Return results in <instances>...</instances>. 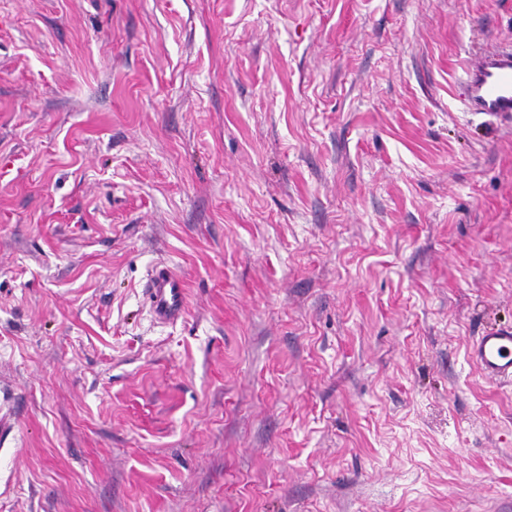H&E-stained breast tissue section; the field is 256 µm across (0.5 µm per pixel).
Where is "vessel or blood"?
<instances>
[{"label":"vessel or blood","mask_w":512,"mask_h":512,"mask_svg":"<svg viewBox=\"0 0 512 512\" xmlns=\"http://www.w3.org/2000/svg\"><path fill=\"white\" fill-rule=\"evenodd\" d=\"M465 97L475 111L512 116V51L488 52L465 71ZM145 295L156 318L177 321L185 312L186 288L167 267L152 271ZM471 358L486 377L512 381V330L492 329L476 339Z\"/></svg>","instance_id":"1"}]
</instances>
